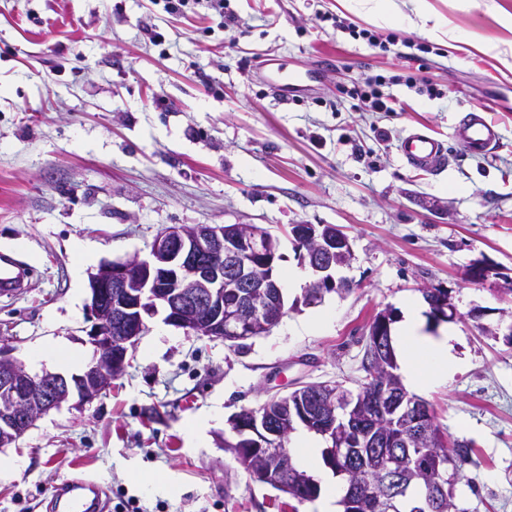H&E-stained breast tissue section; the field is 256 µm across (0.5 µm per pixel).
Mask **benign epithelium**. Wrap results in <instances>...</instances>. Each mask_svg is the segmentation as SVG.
Returning <instances> with one entry per match:
<instances>
[{"label": "benign epithelium", "mask_w": 512, "mask_h": 512, "mask_svg": "<svg viewBox=\"0 0 512 512\" xmlns=\"http://www.w3.org/2000/svg\"><path fill=\"white\" fill-rule=\"evenodd\" d=\"M290 235L301 250L303 265L314 276L302 303L314 305L324 295L350 284L335 277L350 265V240L331 224H293ZM279 241L268 231L247 224H197L160 231L146 259L137 256L107 262L90 279V316L87 332L93 357L80 374L70 377L45 372L32 375L0 349V448L15 444L43 415L74 401L81 407L112 386L129 364V351L147 328L146 319L158 309L164 322L199 337L240 340L267 334L283 318L285 300L277 274ZM432 322L454 320L457 312L441 295L432 304ZM389 309L370 325L368 343L379 363H392ZM394 431L398 443L409 447L441 448L451 454L443 434L431 438L435 422L430 404L411 395L399 381L376 388L369 396ZM267 403L237 413L229 420L237 438L234 459L259 481L285 487L278 463L287 457L286 443L294 427L304 425L330 439L352 433L333 448H363L372 444L373 429L363 422L364 399L331 383L306 384Z\"/></svg>", "instance_id": "1"}]
</instances>
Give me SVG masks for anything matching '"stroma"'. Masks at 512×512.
<instances>
[{
    "instance_id": "1",
    "label": "stroma",
    "mask_w": 512,
    "mask_h": 512,
    "mask_svg": "<svg viewBox=\"0 0 512 512\" xmlns=\"http://www.w3.org/2000/svg\"><path fill=\"white\" fill-rule=\"evenodd\" d=\"M226 4L229 27L155 0H0V250L32 270L25 293L0 296V349L32 374L91 359V274L147 256L173 225L265 228L283 278L303 269L291 225H336L352 243L338 271L352 289L304 306V286L284 285L290 311L239 348L173 326L162 336V317L149 319L110 389L0 448V512H51L52 486L73 478L102 488L105 512L130 498L136 512H317L234 461L228 420L297 383L357 389L375 316L422 302L427 286L458 313L424 330L454 329L460 367L419 393L449 443L469 446L456 501L512 512V345L479 330L512 308V0ZM268 61L321 73L283 100L259 76ZM377 75L395 111L350 97ZM409 76L431 92L408 88ZM482 103L502 134L489 157L453 134ZM412 129L446 144L445 171L405 163L399 141ZM77 239L96 251L78 278ZM478 260L491 272L472 283ZM327 309L328 324L306 329Z\"/></svg>"
}]
</instances>
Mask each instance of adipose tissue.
Returning a JSON list of instances; mask_svg holds the SVG:
<instances>
[{"label": "adipose tissue", "instance_id": "ef3b65f1", "mask_svg": "<svg viewBox=\"0 0 512 512\" xmlns=\"http://www.w3.org/2000/svg\"><path fill=\"white\" fill-rule=\"evenodd\" d=\"M397 353L406 384L415 390L447 380L455 368L447 338H435L422 330L418 310L407 303L397 329Z\"/></svg>", "mask_w": 512, "mask_h": 512}]
</instances>
